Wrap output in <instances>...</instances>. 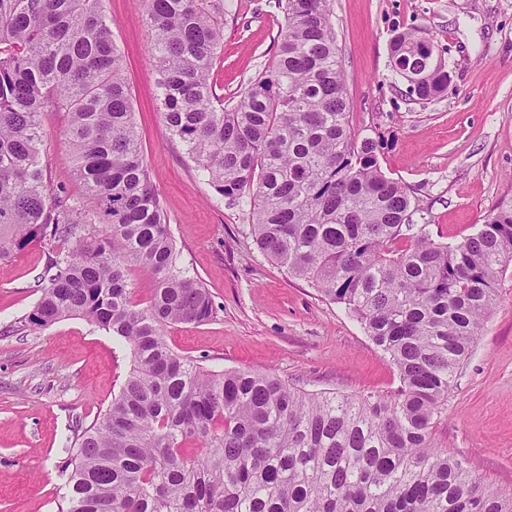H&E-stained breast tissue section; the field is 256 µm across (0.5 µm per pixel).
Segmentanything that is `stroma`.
<instances>
[{"instance_id":"1","label":"stroma","mask_w":512,"mask_h":512,"mask_svg":"<svg viewBox=\"0 0 512 512\" xmlns=\"http://www.w3.org/2000/svg\"><path fill=\"white\" fill-rule=\"evenodd\" d=\"M104 7L170 232L218 308L206 324L168 328V344L213 370L267 372L309 391L393 394L399 378L388 356L342 305L259 252L247 201L228 205L169 136L140 0ZM333 9L356 137L379 142L382 171L418 199L414 222L430 224L437 241H460L512 203V0H333ZM283 22L276 0H232L212 72L217 94L233 98L272 68ZM412 27L447 49L453 80L433 101L410 96L389 64L390 40ZM41 123L48 180L80 195L65 160L66 113H43ZM50 252L40 242L0 261V512H57L67 493L58 468L65 438L75 420L91 423L107 408L131 367L128 346L81 318L19 330ZM435 436L487 485L512 488V262Z\"/></svg>"}]
</instances>
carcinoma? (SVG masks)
<instances>
[{
	"label": "carcinoma",
	"instance_id": "cac0c4a2",
	"mask_svg": "<svg viewBox=\"0 0 512 512\" xmlns=\"http://www.w3.org/2000/svg\"><path fill=\"white\" fill-rule=\"evenodd\" d=\"M141 3L169 135L220 196L249 199L256 247L344 305L400 386L309 393L174 351L166 328L209 322L216 307L179 262L102 0H0V261L53 244L27 327L79 316L132 354L112 403L61 448L58 512H512V490L433 433L498 304L512 206L454 245L413 222L419 204L381 171L379 143L352 134L332 0H278L275 64L227 102L211 73L229 0ZM390 59L417 99L447 91L428 29L401 32ZM43 112L68 113L80 197L45 178ZM132 268L153 279L144 303Z\"/></svg>",
	"mask_w": 512,
	"mask_h": 512
}]
</instances>
